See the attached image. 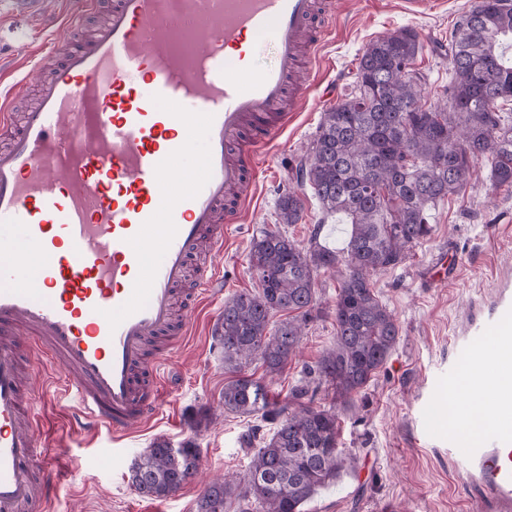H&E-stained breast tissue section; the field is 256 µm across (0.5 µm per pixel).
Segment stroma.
<instances>
[{"mask_svg":"<svg viewBox=\"0 0 512 512\" xmlns=\"http://www.w3.org/2000/svg\"><path fill=\"white\" fill-rule=\"evenodd\" d=\"M472 2L433 0L424 14L414 15L402 8L401 0H334L338 26L301 112L263 153L256 202L242 223L224 232V253L215 259L224 286L194 316L190 335L161 371L164 406L159 416L116 442L103 430L93 434L73 429L67 398L42 379H33L26 389L24 398L41 420L40 443L65 449L49 512H195L206 482L246 470L253 451L243 445V434L254 428L265 434L269 428L257 416L225 411L224 355L213 331L225 300L257 287L248 268L250 244L260 232L280 229L303 246L316 231L321 244L344 247L349 225L324 217L310 187L296 181L298 161L308 154L324 112L351 91L362 48L389 32L410 28L418 33L423 49L415 67L426 77L423 100L432 107L446 104L445 48L456 20ZM42 28L40 19L19 15L12 0H0V37L17 62H25L32 49L47 48ZM488 173L486 165H477L467 186L434 209L431 236L413 247L403 264L374 276L376 294L400 326V340L354 404L337 410L339 448L353 460V469L318 491L302 512H483L477 494L460 478L458 459L448 452L464 442L466 431H449L447 414H435L434 409L448 404L447 393L437 390L436 383L456 358L457 318L494 287L500 272L512 270V190L494 188ZM290 192L303 198L305 211L298 223L284 225L278 201ZM443 250L458 275L430 281L429 264ZM338 288L336 273H319L317 304L307 318L300 351L273 381H266L261 362L248 367L254 379L266 381L270 394L287 397L333 347ZM424 408L433 412L426 428L420 425ZM160 438L175 445L194 440L199 473L169 497L144 498L132 488L129 470ZM110 447L120 452L121 465L104 456Z\"/></svg>","mask_w":512,"mask_h":512,"instance_id":"1","label":"stroma"}]
</instances>
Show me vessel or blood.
<instances>
[{"label": "vessel or blood", "mask_w": 512, "mask_h": 512, "mask_svg": "<svg viewBox=\"0 0 512 512\" xmlns=\"http://www.w3.org/2000/svg\"><path fill=\"white\" fill-rule=\"evenodd\" d=\"M44 16L71 49L0 93V512H47L59 449L38 450L24 407L20 342L71 401L78 430L122 437L160 411L159 366L221 281L208 263L175 316L188 262L224 252V227L257 198L256 160L296 119L332 0H70ZM269 63H258L264 47ZM205 148L193 154L195 122ZM465 359L512 377V275L465 317ZM461 478L512 512V384L489 428L457 449Z\"/></svg>", "instance_id": "obj_1"}]
</instances>
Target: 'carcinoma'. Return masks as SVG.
<instances>
[{
  "mask_svg": "<svg viewBox=\"0 0 512 512\" xmlns=\"http://www.w3.org/2000/svg\"><path fill=\"white\" fill-rule=\"evenodd\" d=\"M497 2L476 0L456 21L448 41V111L421 102L425 76L414 65L422 44L402 28L366 44L352 91L323 113L296 177L325 213L351 224L349 239L340 251L315 243V234L307 248L277 231L253 239L248 264L259 287L224 302L214 336L232 374L224 410L256 414L273 431L248 435L261 443L248 472L209 482L196 512H224L233 495L246 504L241 512H301L347 468L335 406L316 407L312 399L325 383L332 402L352 403L398 342L399 324L378 299L372 275L402 264L432 234V210L465 186L478 163L489 165L495 187L512 188V7ZM278 211L282 223L296 224L304 202L288 193ZM322 270L340 276L336 344L287 402L266 394L257 407L244 394L255 383L245 370L258 359L276 375L295 356ZM281 312L290 318L268 332ZM199 462L194 441L175 447L158 439L132 464L129 480L139 495L164 498L197 475Z\"/></svg>",
  "mask_w": 512,
  "mask_h": 512,
  "instance_id": "cac0c4a2",
  "label": "carcinoma"
}]
</instances>
